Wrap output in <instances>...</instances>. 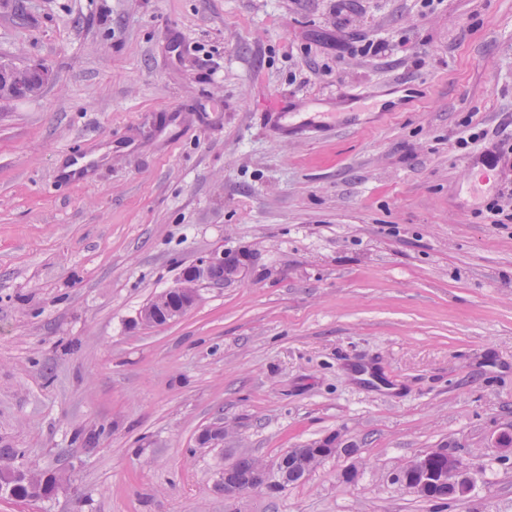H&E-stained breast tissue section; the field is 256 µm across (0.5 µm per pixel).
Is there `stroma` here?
Returning a JSON list of instances; mask_svg holds the SVG:
<instances>
[{
    "label": "stroma",
    "mask_w": 512,
    "mask_h": 512,
    "mask_svg": "<svg viewBox=\"0 0 512 512\" xmlns=\"http://www.w3.org/2000/svg\"><path fill=\"white\" fill-rule=\"evenodd\" d=\"M1 59L48 82L0 102V466L56 486L0 512H512V0H0ZM217 250L242 275L141 320ZM431 448L466 497L394 482ZM337 437L328 435L325 438L312 443L305 450V460L310 465L318 464L320 461L334 454L339 448ZM302 448H294V459L296 464L288 470V482L287 476L284 471L286 460L282 458L287 457L288 463L292 462V458L289 457L288 452L285 453L273 466L265 465L249 456L240 457L234 464L224 470V487L226 489L236 488L235 494H241L248 490H260L265 493H280L286 490L288 485H294L303 481L310 473L312 468H304L301 464V459L304 457L303 453H300ZM299 453V454H298ZM287 463V467H288ZM263 468V473L261 470ZM262 475V479H260ZM259 482L253 484L254 482ZM250 484V485H247ZM245 485V486H244ZM242 486V487H240Z\"/></svg>",
    "instance_id": "35a3bbf8"
}]
</instances>
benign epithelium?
Segmentation results:
<instances>
[{"instance_id": "1", "label": "benign epithelium", "mask_w": 512, "mask_h": 512, "mask_svg": "<svg viewBox=\"0 0 512 512\" xmlns=\"http://www.w3.org/2000/svg\"><path fill=\"white\" fill-rule=\"evenodd\" d=\"M37 75L44 77L46 71L37 66H0V100L19 99L29 94L33 87V78ZM228 261L229 256L221 250L212 253L200 265L188 269L181 284L166 295L169 306L160 311L149 309L146 321L158 324L187 312L197 301L196 288L201 282L224 285L222 271ZM337 447V437L328 435L312 443L305 450V460L310 464H317L334 454ZM285 465L286 461L280 460L272 466H265L259 482L242 486L236 489L235 494L248 490H260L269 494L286 490L288 482L284 471ZM394 480L418 495H428L434 487L448 485L454 488L456 496L461 498L473 486L470 467L461 458L448 453L445 448H432L420 453L396 471Z\"/></svg>"}]
</instances>
